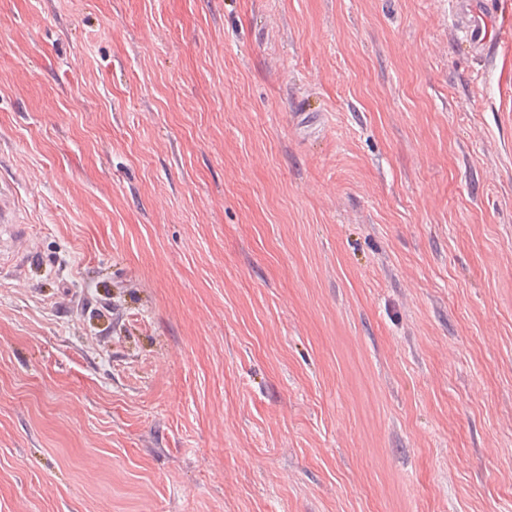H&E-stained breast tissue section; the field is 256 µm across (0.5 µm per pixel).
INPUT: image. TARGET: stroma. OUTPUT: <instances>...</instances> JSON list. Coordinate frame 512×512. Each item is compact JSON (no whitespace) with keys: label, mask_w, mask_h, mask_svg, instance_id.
<instances>
[{"label":"stroma","mask_w":512,"mask_h":512,"mask_svg":"<svg viewBox=\"0 0 512 512\" xmlns=\"http://www.w3.org/2000/svg\"><path fill=\"white\" fill-rule=\"evenodd\" d=\"M0 512H512V58L457 0H0ZM23 222L19 219L17 213V203L13 190L9 187L0 184V236H1V266L4 265L3 261H11L14 255H7L4 253V242L2 235L4 232L9 234L11 244L16 245L25 238V231Z\"/></svg>","instance_id":"stroma-1"}]
</instances>
